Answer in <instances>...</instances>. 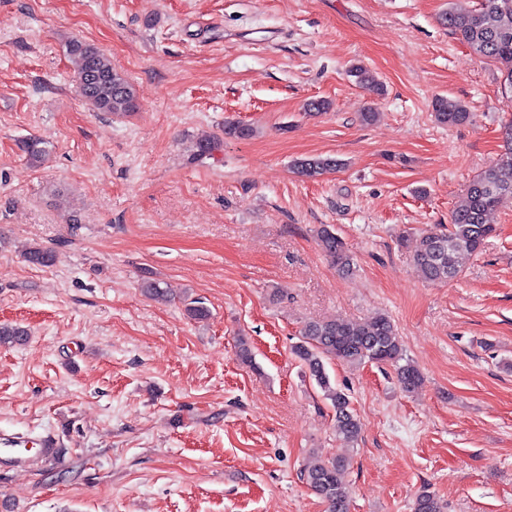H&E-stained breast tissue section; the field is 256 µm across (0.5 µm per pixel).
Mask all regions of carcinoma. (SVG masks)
Masks as SVG:
<instances>
[{
	"instance_id": "obj_1",
	"label": "carcinoma",
	"mask_w": 512,
	"mask_h": 512,
	"mask_svg": "<svg viewBox=\"0 0 512 512\" xmlns=\"http://www.w3.org/2000/svg\"><path fill=\"white\" fill-rule=\"evenodd\" d=\"M474 53L508 64L503 75V89L512 99V0H480V7L467 13L448 8L444 17ZM67 52L74 65L81 94L100 112L120 115L137 108V96L127 79L112 67L108 54L101 48L72 40ZM350 76L373 94H384L383 83L367 68L353 66ZM436 120L446 126L466 123L470 118L465 106L438 98L433 103ZM506 135V160L474 178L466 190L464 202L450 215L448 230L426 232L418 240L412 259L420 275L431 282H448L460 272V260L478 253L485 240L495 231L487 223V215L505 195H512V124ZM31 167L41 164L49 154L45 142L30 138L22 145ZM338 167L336 159L314 156L297 159L293 168L307 179H316ZM319 245L337 269L348 274L353 262L341 239L329 225L317 233ZM24 259L33 265L47 266L54 260L53 251L43 246L27 247ZM141 288L153 300L168 299L167 288L148 277ZM29 332L19 325L0 324V346L21 345ZM293 354L308 371L335 413L336 436L346 446H354L361 433V424L349 396L331 383L327 362L331 359L349 366L366 363L390 365L406 392L417 390L423 381L420 371L404 361L403 348L391 319L377 313L362 322L326 319L306 322L300 339L292 347ZM349 463L345 454L321 458L307 466L303 477L310 489L328 506V512H348L349 491L343 473ZM414 512H442L436 496L423 491L414 501Z\"/></svg>"
}]
</instances>
